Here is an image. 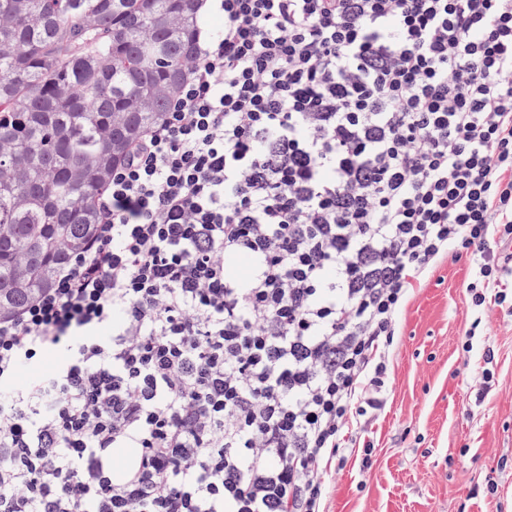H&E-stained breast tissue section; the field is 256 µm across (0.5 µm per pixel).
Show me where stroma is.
Listing matches in <instances>:
<instances>
[{
	"mask_svg": "<svg viewBox=\"0 0 512 512\" xmlns=\"http://www.w3.org/2000/svg\"><path fill=\"white\" fill-rule=\"evenodd\" d=\"M470 275L467 260H450L412 294L388 403L372 429V466L363 474L349 461L329 474L326 512H512V472L495 471L512 457V321L495 312L475 321L464 293ZM473 325L497 353L496 388L480 404L461 350Z\"/></svg>",
	"mask_w": 512,
	"mask_h": 512,
	"instance_id": "obj_1",
	"label": "stroma"
}]
</instances>
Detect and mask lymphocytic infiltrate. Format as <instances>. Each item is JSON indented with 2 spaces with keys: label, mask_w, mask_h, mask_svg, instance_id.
<instances>
[{
  "label": "lymphocytic infiltrate",
  "mask_w": 512,
  "mask_h": 512,
  "mask_svg": "<svg viewBox=\"0 0 512 512\" xmlns=\"http://www.w3.org/2000/svg\"><path fill=\"white\" fill-rule=\"evenodd\" d=\"M212 11L85 252L0 318V512H325L414 288L464 257L512 319V0Z\"/></svg>",
  "instance_id": "f902f5d3"
}]
</instances>
